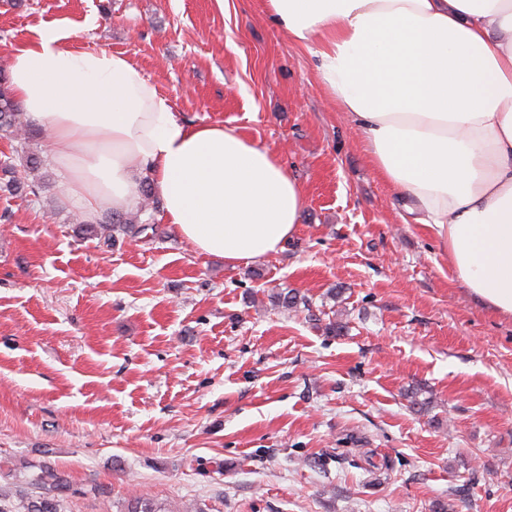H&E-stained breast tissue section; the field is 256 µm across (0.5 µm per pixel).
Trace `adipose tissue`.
I'll list each match as a JSON object with an SVG mask.
<instances>
[{
	"label": "adipose tissue",
	"instance_id": "1",
	"mask_svg": "<svg viewBox=\"0 0 512 512\" xmlns=\"http://www.w3.org/2000/svg\"><path fill=\"white\" fill-rule=\"evenodd\" d=\"M362 136L372 168L441 243L458 283L512 315V0H265ZM44 29L18 45L9 91L68 201L125 212L148 179L165 223L232 266L283 250L305 193L276 152L179 120L130 57L74 51Z\"/></svg>",
	"mask_w": 512,
	"mask_h": 512
}]
</instances>
